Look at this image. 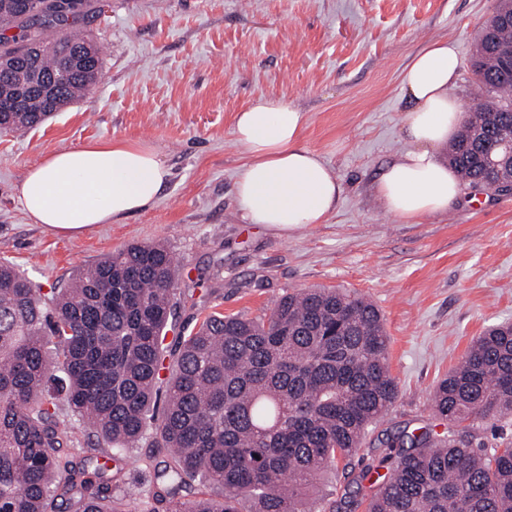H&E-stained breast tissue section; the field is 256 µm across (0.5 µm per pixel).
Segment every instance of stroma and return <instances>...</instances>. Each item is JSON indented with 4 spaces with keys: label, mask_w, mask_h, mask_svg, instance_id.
<instances>
[{
    "label": "stroma",
    "mask_w": 512,
    "mask_h": 512,
    "mask_svg": "<svg viewBox=\"0 0 512 512\" xmlns=\"http://www.w3.org/2000/svg\"><path fill=\"white\" fill-rule=\"evenodd\" d=\"M74 24L101 51L87 94L41 126L0 134V260L44 291L131 243H163L183 287L176 319L193 329L214 311L255 316L287 292L333 287L381 311L400 395L350 469L328 468L309 499L323 512L346 471L387 474L381 446L398 429L446 432L431 407L436 384L490 326L512 323V191L465 189L448 211L407 224L375 196L405 146L412 104L401 76L426 44L456 43L459 102L477 92L475 41L494 0H89ZM307 114L300 142L339 175L326 223L288 235L247 223L234 196L245 150L236 112L258 97ZM158 148L171 177L158 202L116 224L68 236L33 223L15 187L50 153L97 139ZM164 449L140 441L106 457L109 500L144 512Z\"/></svg>",
    "instance_id": "stroma-1"
}]
</instances>
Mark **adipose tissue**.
<instances>
[{
    "label": "adipose tissue",
    "mask_w": 512,
    "mask_h": 512,
    "mask_svg": "<svg viewBox=\"0 0 512 512\" xmlns=\"http://www.w3.org/2000/svg\"><path fill=\"white\" fill-rule=\"evenodd\" d=\"M455 43L435 41L404 70L402 86L413 107L406 115L407 147L379 178L375 191L386 210L408 224L444 213L461 186L442 149L459 129L451 89L459 76ZM304 112L281 99L259 97L236 112L232 136L247 154L234 194L244 219L285 235L322 224L335 211L343 186L321 156L300 144ZM171 172L159 151L140 140L94 141L48 155L16 188L18 202L37 224L80 234L153 207Z\"/></svg>",
    "instance_id": "1"
}]
</instances>
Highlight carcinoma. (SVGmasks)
<instances>
[{"label":"carcinoma","instance_id":"cac0c4a2","mask_svg":"<svg viewBox=\"0 0 512 512\" xmlns=\"http://www.w3.org/2000/svg\"><path fill=\"white\" fill-rule=\"evenodd\" d=\"M86 0H0V97L6 125L35 128L98 79L100 49L77 33L44 32ZM19 29V36L7 31ZM47 54L30 60L29 49ZM481 74L468 116L448 148L463 184L491 188L512 170L487 147L512 138V59L475 45ZM67 72L51 99L39 79ZM179 288L161 243L131 244L78 271L50 294L0 261V512H115L104 501L107 450L75 461L71 421L114 452L152 439L171 461L156 470L145 512H311L313 480L362 450L395 404L389 336L378 308L340 289L289 292L255 318L208 314L178 342L177 371L161 377L162 341ZM165 390L161 411L157 395ZM448 423L483 426L512 416V324L477 337L434 389ZM381 482L351 478L329 512H512V447L475 448L454 431L403 428L386 442ZM203 477L220 499L183 502ZM369 481L368 492L362 483Z\"/></svg>","mask_w":512,"mask_h":512}]
</instances>
